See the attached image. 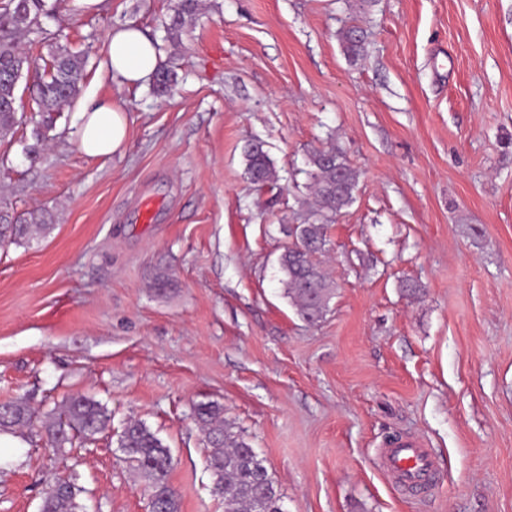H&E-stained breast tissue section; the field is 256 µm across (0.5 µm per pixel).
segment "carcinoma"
Here are the masks:
<instances>
[{
    "label": "carcinoma",
    "mask_w": 512,
    "mask_h": 512,
    "mask_svg": "<svg viewBox=\"0 0 512 512\" xmlns=\"http://www.w3.org/2000/svg\"><path fill=\"white\" fill-rule=\"evenodd\" d=\"M199 0H181L180 8L165 24L166 40H179L186 18L196 13ZM48 12L47 0H8L0 8V142L13 139L19 123L16 112L17 84L24 73L36 74L35 102L45 115L43 128L33 132L35 143L25 147L31 161L41 158L47 141L46 129L54 114L79 94L84 80V60L58 42L48 44L50 70L38 72L37 60L20 46L22 36L40 30V17ZM345 51L352 60L365 52L362 28L352 26L343 32ZM176 73L161 66L153 80L154 90L165 94L175 83ZM246 174L251 183L274 188L280 176L267 150L258 145L244 148ZM312 201L304 222L283 228L291 238L279 257L284 294L304 321L323 318L333 296V282L327 277L319 257L328 251V226L336 215L355 199L359 174L338 150L313 152L308 159ZM54 229L52 215L46 211L18 213L0 200V246L29 245ZM35 414L18 400L0 406V432L15 433L32 425ZM193 417L204 433L209 448L207 463L213 476L211 493L224 500L225 512H284L282 495L258 455L224 420V407L215 402H200ZM111 414L95 399L84 394L69 396L49 412L43 426L53 451L58 452L73 439L93 440L110 428ZM131 466L147 481L150 512H179V498L169 483L173 467L170 449L144 422L129 420L119 435ZM83 489L71 474L57 473L49 482L40 512H84L79 502Z\"/></svg>",
    "instance_id": "cac0c4a2"
}]
</instances>
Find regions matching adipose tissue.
I'll return each mask as SVG.
<instances>
[{"mask_svg":"<svg viewBox=\"0 0 512 512\" xmlns=\"http://www.w3.org/2000/svg\"><path fill=\"white\" fill-rule=\"evenodd\" d=\"M103 69L118 85L132 87L151 83L161 62L157 43L137 24L108 31L101 46ZM77 147L94 158L123 153L128 143L125 111L115 101L87 96L76 105Z\"/></svg>","mask_w":512,"mask_h":512,"instance_id":"obj_1","label":"adipose tissue"}]
</instances>
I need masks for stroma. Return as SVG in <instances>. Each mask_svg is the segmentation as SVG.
Segmentation results:
<instances>
[{
	"label": "stroma",
	"instance_id": "stroma-1",
	"mask_svg": "<svg viewBox=\"0 0 512 512\" xmlns=\"http://www.w3.org/2000/svg\"><path fill=\"white\" fill-rule=\"evenodd\" d=\"M179 0H69L40 19L85 61L81 94L119 101L125 151L90 158L66 106L34 163L37 113L0 142V199L49 210L28 246L0 248V403L39 414L73 393L111 430L48 451L41 425L0 450V512H38L73 466L88 512H148L117 446L141 420L168 445L180 512H224L210 493L193 404L216 402L257 451L286 512H512V0H202L178 44L161 24ZM133 22L178 79L163 97L101 70L106 33ZM367 33L350 61L339 39ZM281 177L258 190L244 147ZM336 147L359 173L329 229L335 283L303 321L278 258L310 199L308 157ZM173 285L153 286L157 272ZM416 285L406 295L405 284ZM417 437L441 471L416 499L384 472L390 439Z\"/></svg>",
	"mask_w": 512,
	"mask_h": 512
}]
</instances>
